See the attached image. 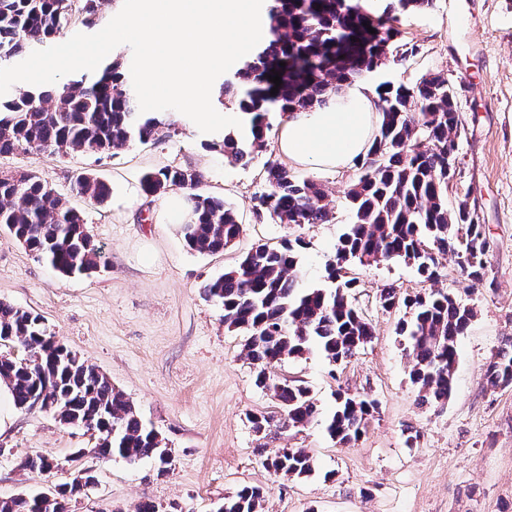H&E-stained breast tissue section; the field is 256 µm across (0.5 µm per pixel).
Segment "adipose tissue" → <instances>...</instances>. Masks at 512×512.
Returning a JSON list of instances; mask_svg holds the SVG:
<instances>
[{"label":"adipose tissue","instance_id":"ef3b65f1","mask_svg":"<svg viewBox=\"0 0 512 512\" xmlns=\"http://www.w3.org/2000/svg\"><path fill=\"white\" fill-rule=\"evenodd\" d=\"M375 84L356 83L332 105L282 117L278 146L289 163L319 172L355 164L379 121Z\"/></svg>","mask_w":512,"mask_h":512}]
</instances>
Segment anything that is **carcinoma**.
Segmentation results:
<instances>
[{
  "label": "carcinoma",
  "mask_w": 512,
  "mask_h": 512,
  "mask_svg": "<svg viewBox=\"0 0 512 512\" xmlns=\"http://www.w3.org/2000/svg\"><path fill=\"white\" fill-rule=\"evenodd\" d=\"M101 5L102 0H0V60L55 38L75 19L94 23ZM432 5L433 0H391L383 14L374 15L353 0H273L271 39L220 89L222 97L236 96L234 104L246 116L252 138L227 133L213 148L235 163L267 149L269 113L283 116L327 104L389 61L391 43L400 34L394 26L398 15ZM369 26L375 33H369ZM274 70L281 73L282 84L273 95L275 83L268 75ZM378 92L379 129L358 161L360 176L345 192L353 223L340 238L329 269L334 287L300 286L299 239H285L274 247L258 245L201 286L206 297L224 306V324L246 336L256 383L278 402L280 416L252 417L257 433L271 426L299 429L315 422L338 444L361 436L377 401L339 392L334 408L324 415L307 387L270 373L283 359L313 350L342 364L371 339L372 326L352 301L354 269L402 260L432 281L440 258L453 254L471 281L484 277L489 243L476 201L466 194L448 206V181L454 175L449 156H457L458 149L459 89L438 72L396 88L383 84ZM177 132L168 116L138 112L134 88L114 62L89 81L0 97V157L33 149L60 157L74 151L110 154L133 141L147 144ZM262 180L263 188L251 197L258 217L278 224L330 222L322 184L277 160L267 164ZM204 184L203 174L180 166L142 178L148 197L176 188L188 191L191 215L181 225L183 239L193 251L218 253L237 239L240 225L233 208L208 194ZM70 192L102 205L111 188L90 173L78 176ZM0 227L60 276L89 275L105 263L81 212L34 172L0 176ZM380 301L385 310H406L400 335L413 358L409 378L421 402L446 403L458 341L476 317L474 307L447 291L423 289L402 296L393 286L381 289ZM0 341L24 344L33 355L52 348L62 352V365L49 369L45 378L34 360L26 364L19 357L0 358V381L10 386L16 407L27 409L30 398L41 395L44 409L65 424L79 427L85 416L93 415L97 438L111 444L112 455L129 461L159 458L168 451L125 393L57 342L40 315L0 300ZM485 379L493 389L512 385V340L490 359ZM266 465L290 479L315 473V460L305 448H280ZM23 466L43 473L63 468L41 456L26 458ZM84 479V469L74 470L70 481L44 496L38 512H69V501L81 493ZM263 502L265 491L247 486L224 498L217 512H262Z\"/></svg>",
  "instance_id": "1"
}]
</instances>
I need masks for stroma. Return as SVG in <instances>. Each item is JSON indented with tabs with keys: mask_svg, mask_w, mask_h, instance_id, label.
Listing matches in <instances>:
<instances>
[{
	"mask_svg": "<svg viewBox=\"0 0 512 512\" xmlns=\"http://www.w3.org/2000/svg\"><path fill=\"white\" fill-rule=\"evenodd\" d=\"M398 44L415 55L368 73L377 84L415 82L447 73L461 85L458 112L460 174L449 200L471 194L479 205L490 248L485 278L470 284L457 260L441 258L438 276L424 283L415 268L392 260L359 269L355 303L374 333L347 363L334 366L312 352L279 363V376L307 386L321 410L336 392L370 396L376 411L361 437L333 442L321 425L271 428L256 434L251 414L276 412L270 392L255 383L244 337L224 325V310L203 298L200 286L223 273L251 248L302 238V287L324 285L340 237L351 223L345 191L357 175L349 167L316 174L333 219L327 224H277L258 220L250 197L262 187L269 143L245 165L212 149L171 113L178 134L148 145L130 143L111 155L77 151L61 157L31 150L0 158V173L42 175L60 193L93 172L112 194L101 206L72 198L106 264L91 276L65 278L0 232V300L41 314L57 340L95 365L121 389L143 420L165 438L167 469L145 458L96 459L79 449L94 442L41 408L16 410L0 435V499L36 494L69 481L24 469L26 457L55 461L79 457L96 485L71 503V512H135L144 502L160 512H216L242 486L266 491L264 512H512V387L491 389L485 368L512 337V0H434L432 8L402 17ZM190 167L206 177L211 194L233 206L241 233L228 250L189 251L174 224H160L161 199L140 195L147 171ZM138 192L136 204L126 195ZM412 293L432 286L473 306L475 319L458 342L452 394L445 405L421 403L409 380L413 360L397 332L403 313L383 310L387 286ZM280 448H304L315 458L309 479H289L265 467Z\"/></svg>",
	"mask_w": 512,
	"mask_h": 512,
	"instance_id": "stroma-1",
	"label": "stroma"
}]
</instances>
